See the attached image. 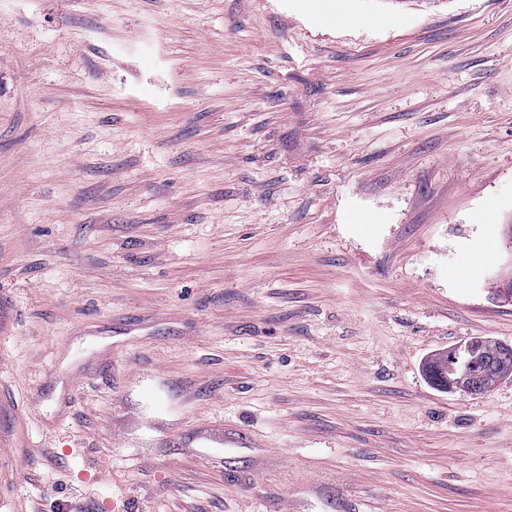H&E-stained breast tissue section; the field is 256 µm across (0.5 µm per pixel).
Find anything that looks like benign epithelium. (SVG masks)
Listing matches in <instances>:
<instances>
[{
	"label": "benign epithelium",
	"mask_w": 512,
	"mask_h": 512,
	"mask_svg": "<svg viewBox=\"0 0 512 512\" xmlns=\"http://www.w3.org/2000/svg\"><path fill=\"white\" fill-rule=\"evenodd\" d=\"M512 364V346L505 345L492 358L487 356L482 341L473 339L448 351L447 367L434 369L440 379H448V391L476 392L487 371Z\"/></svg>",
	"instance_id": "obj_1"
}]
</instances>
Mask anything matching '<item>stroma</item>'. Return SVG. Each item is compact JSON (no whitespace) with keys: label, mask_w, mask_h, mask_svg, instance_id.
Wrapping results in <instances>:
<instances>
[{"label":"stroma","mask_w":512,"mask_h":512,"mask_svg":"<svg viewBox=\"0 0 512 512\" xmlns=\"http://www.w3.org/2000/svg\"><path fill=\"white\" fill-rule=\"evenodd\" d=\"M509 224L512 0H0V512H512ZM488 353H495L500 343L483 341ZM482 341L473 339L448 351L447 367L434 369L441 379H448V392H461L471 395L481 386L485 377L488 387L498 378V371L487 373L490 369H502L512 362V346L503 345L494 357L487 356ZM486 374V376H485ZM475 392V393H474Z\"/></svg>","instance_id":"obj_1"}]
</instances>
